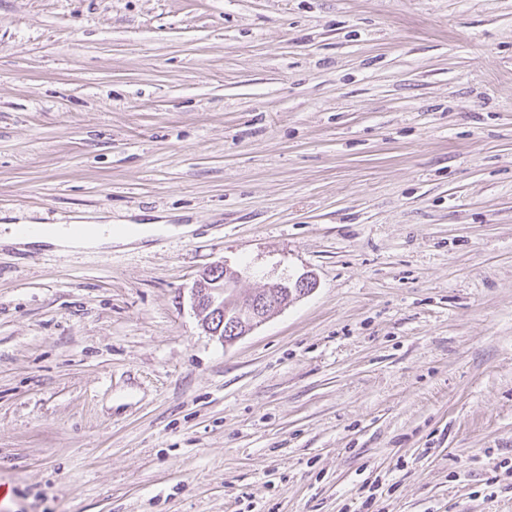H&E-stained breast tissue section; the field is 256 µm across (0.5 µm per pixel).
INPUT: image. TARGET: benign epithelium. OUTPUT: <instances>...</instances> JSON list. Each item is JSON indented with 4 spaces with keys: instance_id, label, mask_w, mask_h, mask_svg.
<instances>
[{
    "instance_id": "benign-epithelium-1",
    "label": "benign epithelium",
    "mask_w": 512,
    "mask_h": 512,
    "mask_svg": "<svg viewBox=\"0 0 512 512\" xmlns=\"http://www.w3.org/2000/svg\"><path fill=\"white\" fill-rule=\"evenodd\" d=\"M238 276V272L218 263L203 273L192 288L193 305L202 317L205 330L222 336L226 343L248 335L316 285L312 277L303 276L293 283L279 284L285 289L283 297L270 292L243 296L236 291Z\"/></svg>"
}]
</instances>
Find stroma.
Instances as JSON below:
<instances>
[{"mask_svg":"<svg viewBox=\"0 0 512 512\" xmlns=\"http://www.w3.org/2000/svg\"><path fill=\"white\" fill-rule=\"evenodd\" d=\"M112 222L0 245V512H512V0H0V225ZM15 224H4L9 232L3 235L2 242L17 245L49 244L60 249H86L111 247L112 242L128 244L156 234L157 224H141V232L134 237L112 236V224H81L84 230L75 232L57 224H43L39 233L32 236L18 234ZM222 268L224 274L218 277ZM238 276L237 271L218 263L203 273L192 288L193 305L202 317L205 330L218 336L224 326L221 336L224 343H233L248 335L274 313L309 293L316 285L312 277L303 276L293 283L285 281L279 284V288L285 289V298L270 292L243 296L236 291ZM219 315L222 316L220 325ZM217 324L219 327L215 330Z\"/></svg>","mask_w":512,"mask_h":512,"instance_id":"obj_1","label":"stroma"}]
</instances>
